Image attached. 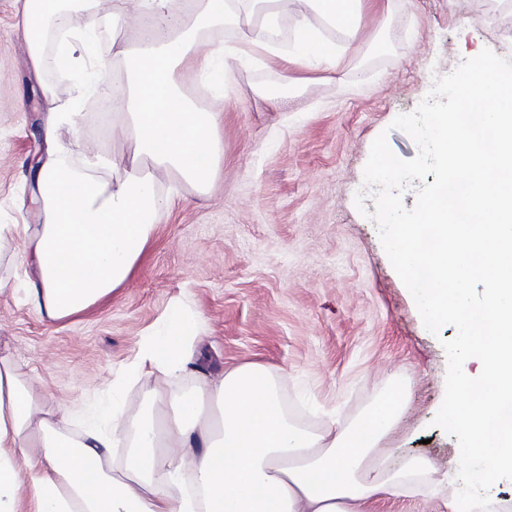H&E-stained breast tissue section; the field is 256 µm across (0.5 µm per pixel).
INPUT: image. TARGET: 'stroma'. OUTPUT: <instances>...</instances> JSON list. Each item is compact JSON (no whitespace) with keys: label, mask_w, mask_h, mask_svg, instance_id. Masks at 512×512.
<instances>
[{"label":"stroma","mask_w":512,"mask_h":512,"mask_svg":"<svg viewBox=\"0 0 512 512\" xmlns=\"http://www.w3.org/2000/svg\"><path fill=\"white\" fill-rule=\"evenodd\" d=\"M17 0H0V224L42 221L28 167L44 155L50 113L77 104L76 129L58 140L73 171L86 152L131 157L122 117L80 97V80L51 53L33 65L22 40ZM359 33L320 24L335 43V66H296L279 56L233 61L222 88L197 68L200 56L245 35L232 23L200 33L195 54L172 72L181 94L220 113L221 154L207 189L159 179L169 199L130 275L86 310L44 320L12 285L24 267L0 252V357L33 380L44 412L104 398L137 361L143 338L184 304L198 321L193 363L179 377L157 372L128 383L125 419L138 425L225 370L260 363L279 374L288 417L317 433L349 426L378 397L403 384L400 416L383 442L393 468L423 462L419 489L385 497L368 512H451L432 483L458 470L456 437L432 421L443 401L444 326L429 333L391 265L375 224L354 205L370 147L387 133L402 159L418 148L392 122L413 111L435 77L491 49L512 60V0H363ZM104 54L113 40L136 44L148 21L105 0L97 19ZM283 99L281 109L267 100ZM167 396L153 403L154 392Z\"/></svg>","instance_id":"obj_1"}]
</instances>
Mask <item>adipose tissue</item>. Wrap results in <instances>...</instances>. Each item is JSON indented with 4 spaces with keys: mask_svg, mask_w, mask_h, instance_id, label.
I'll use <instances>...</instances> for the list:
<instances>
[{
    "mask_svg": "<svg viewBox=\"0 0 512 512\" xmlns=\"http://www.w3.org/2000/svg\"><path fill=\"white\" fill-rule=\"evenodd\" d=\"M291 63L335 64L336 46L318 34L325 19L348 35L358 32L361 0H303ZM101 0H22L23 35L30 56L40 60L42 35L58 15H66L68 38L57 40L63 63L89 60L94 70L86 86L95 92L108 78L91 50L93 30L83 19ZM289 0H199L195 14L165 37L138 47L113 43L128 84L113 88L123 117L122 132L134 148L132 159L92 155L88 177L75 176L62 148L60 126H74L75 113H52L45 128L51 148L32 170L43 223L26 244L38 269L23 290L42 315L58 321L80 312L121 285L132 272L167 198L158 174L176 175L198 187L211 178L219 151L213 137L216 115L196 112L170 80L173 65L187 56L198 30L230 19L255 29L254 48L276 52L270 40ZM105 170L111 183L94 177ZM192 350L178 335L146 336L135 367L144 375L161 369L181 375ZM400 391H393L341 431L307 433L294 426L278 393V377L260 364L226 370L204 394L182 398L164 438L152 420L139 426L121 476H114L110 448L124 432L125 406L86 411L63 405L48 417L38 414L29 381L16 363L0 359V512H18L28 495L34 512H190L177 494L179 473L191 464L208 501L207 512H365L382 495L406 496L423 465L410 460L391 469L381 443L395 423ZM81 420L78 443L60 436L58 426ZM191 449V457L161 460L156 448Z\"/></svg>",
    "mask_w": 512,
    "mask_h": 512,
    "instance_id": "ef3b65f1",
    "label": "adipose tissue"
}]
</instances>
